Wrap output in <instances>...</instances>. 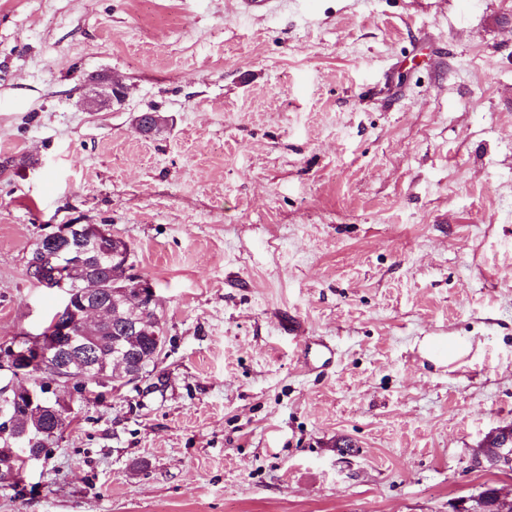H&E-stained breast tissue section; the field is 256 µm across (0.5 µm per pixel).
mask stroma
Returning a JSON list of instances; mask_svg holds the SVG:
<instances>
[{"mask_svg": "<svg viewBox=\"0 0 512 512\" xmlns=\"http://www.w3.org/2000/svg\"><path fill=\"white\" fill-rule=\"evenodd\" d=\"M57 224L129 243L164 350L59 385L70 423L0 512L512 495L471 464L512 424V0H0V348L62 306L28 272ZM448 336L469 355L422 356ZM462 341H464V339L452 336L449 337L447 356L446 352L442 351V349L445 348L443 343L437 340H429L425 344V355L436 365L446 362L447 359L448 363H450L458 358L461 353L468 352L470 350L469 343H463ZM334 355V349L326 342L320 341L307 349L304 364L311 369L324 368L333 362Z\"/></svg>", "mask_w": 512, "mask_h": 512, "instance_id": "1", "label": "stroma"}]
</instances>
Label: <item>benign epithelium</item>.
<instances>
[{
    "mask_svg": "<svg viewBox=\"0 0 512 512\" xmlns=\"http://www.w3.org/2000/svg\"><path fill=\"white\" fill-rule=\"evenodd\" d=\"M111 242L106 257L112 260L113 279L109 283H98V289L78 286L74 279L77 271L90 272L98 256L101 240ZM128 243L112 235L108 224H58L50 233L41 235L32 250L29 272L40 269L49 263L54 267L53 283L64 292L67 315L58 321L61 335L77 323L82 308L101 298L106 293L115 305H123L128 310L148 312L157 303L152 283L132 272L126 256ZM88 336L71 337L70 346L60 348L37 334L29 338L24 348L13 346L0 350V370L12 375L13 382L0 388V437L6 439L7 446L13 448L14 457L28 464L41 458V454L27 448V436L16 431L15 422L20 410L42 403L56 392V385L65 380L79 390L84 386L85 375L94 371V355L89 351ZM32 366L39 365L53 372L50 378H36L19 367V361ZM472 464L500 471H512V438L500 437L494 453L474 450ZM485 508V496L478 493L454 500L448 504V512H481Z\"/></svg>",
    "mask_w": 512,
    "mask_h": 512,
    "instance_id": "7a95c632",
    "label": "benign epithelium"
}]
</instances>
